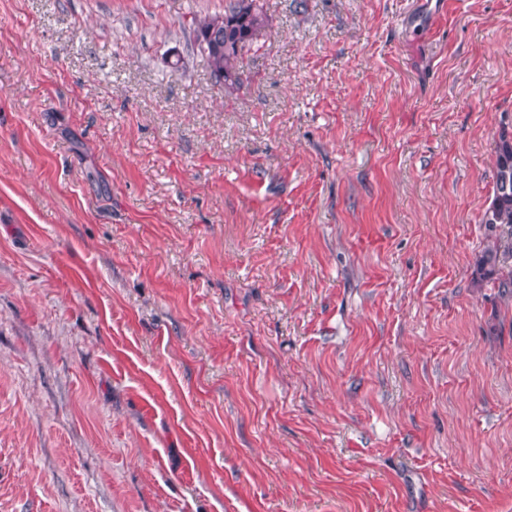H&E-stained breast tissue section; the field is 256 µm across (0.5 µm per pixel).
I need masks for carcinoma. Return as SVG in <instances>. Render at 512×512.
Here are the masks:
<instances>
[{
  "label": "carcinoma",
  "mask_w": 512,
  "mask_h": 512,
  "mask_svg": "<svg viewBox=\"0 0 512 512\" xmlns=\"http://www.w3.org/2000/svg\"><path fill=\"white\" fill-rule=\"evenodd\" d=\"M266 25L258 0H229L224 13L192 19L199 53L224 91H238L244 84L248 54ZM495 154L493 194L482 217L486 244L476 261L475 278L507 293L512 289V129L500 131Z\"/></svg>",
  "instance_id": "cac0c4a2"
}]
</instances>
